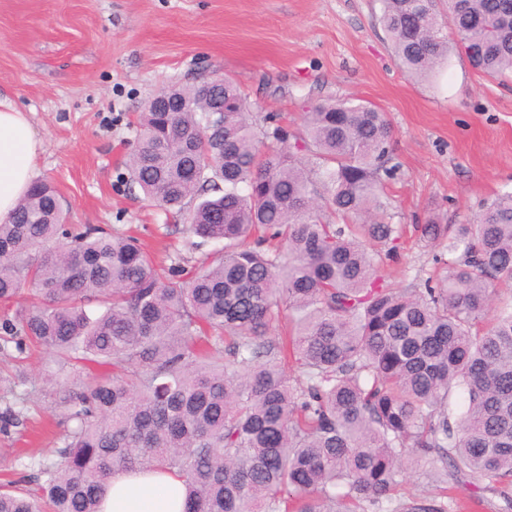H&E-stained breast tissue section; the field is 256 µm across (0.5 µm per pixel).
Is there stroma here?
I'll use <instances>...</instances> for the list:
<instances>
[{
	"instance_id": "35a3bbf8",
	"label": "stroma",
	"mask_w": 512,
	"mask_h": 512,
	"mask_svg": "<svg viewBox=\"0 0 512 512\" xmlns=\"http://www.w3.org/2000/svg\"><path fill=\"white\" fill-rule=\"evenodd\" d=\"M379 0H0V98L13 102L42 142L35 177L57 190L67 221L130 233L159 262L192 272L218 250L191 247L186 218L143 200L128 160L140 116L162 89L216 77L237 81L251 119L296 129L307 108L356 98L386 112L388 186L401 247L385 271L395 287L426 280L440 247L416 230L431 213L446 224L512 191V81L498 82L451 51L429 80L399 68ZM108 364L57 363L18 350L0 330V484L35 489L39 465L61 447L54 383L108 375Z\"/></svg>"
}]
</instances>
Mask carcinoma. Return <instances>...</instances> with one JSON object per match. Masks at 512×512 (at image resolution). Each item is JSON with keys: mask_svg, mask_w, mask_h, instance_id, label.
I'll return each instance as SVG.
<instances>
[{"mask_svg": "<svg viewBox=\"0 0 512 512\" xmlns=\"http://www.w3.org/2000/svg\"><path fill=\"white\" fill-rule=\"evenodd\" d=\"M410 78L428 79L456 45L484 76L512 78V0H379ZM224 152L205 86L146 109L132 183L165 209L192 205L188 231L224 252L165 281L137 239L73 234L57 190L36 181L0 224V300L37 305L4 320L60 364L115 367L63 385L76 426L42 464L37 497L0 487V512H100L117 470L173 471L184 512H452L448 488L393 504L403 466L427 459L469 475L512 509V191L463 224L432 216L443 274L394 288L373 242L394 243L386 183L392 127L363 101L320 102L300 136L277 126L261 150L247 96L224 78ZM497 302L493 320L486 311ZM288 312V336L268 337ZM302 374L289 382L286 366ZM468 405L457 415L453 394Z\"/></svg>", "mask_w": 512, "mask_h": 512, "instance_id": "cac0c4a2", "label": "carcinoma"}]
</instances>
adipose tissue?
<instances>
[{"label":"adipose tissue","mask_w":512,"mask_h":512,"mask_svg":"<svg viewBox=\"0 0 512 512\" xmlns=\"http://www.w3.org/2000/svg\"><path fill=\"white\" fill-rule=\"evenodd\" d=\"M41 148L26 117L0 103V223L11 222L35 176ZM186 488L173 473H116L109 483L101 512H182Z\"/></svg>","instance_id":"adipose-tissue-1"}]
</instances>
